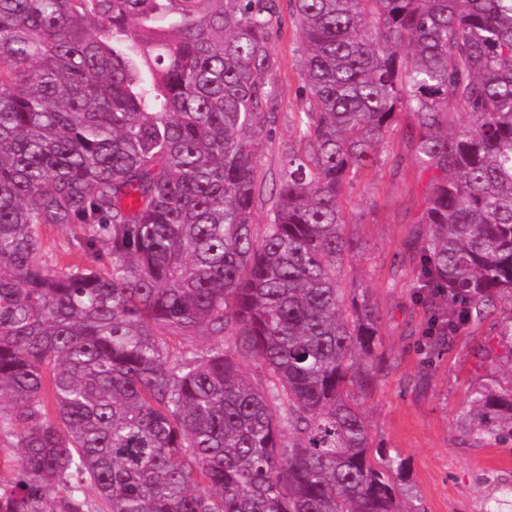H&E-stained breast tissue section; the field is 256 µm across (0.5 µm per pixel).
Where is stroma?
Segmentation results:
<instances>
[{
  "instance_id": "35a3bbf8",
  "label": "stroma",
  "mask_w": 512,
  "mask_h": 512,
  "mask_svg": "<svg viewBox=\"0 0 512 512\" xmlns=\"http://www.w3.org/2000/svg\"><path fill=\"white\" fill-rule=\"evenodd\" d=\"M279 118L264 141L259 172L277 182L296 138L301 110L302 40L291 19L271 44ZM407 119L387 136L381 164L355 180L346 194V231L360 242L344 270L353 287L369 296L381 319L379 353L386 369L374 390L359 400L374 444L404 461L413 504L422 512H512V439L493 445L467 430L471 394L489 374L512 381V364L493 334L491 321L459 333L443 351L426 349L429 316L411 301L415 282L404 244L419 226L429 177L414 165Z\"/></svg>"
}]
</instances>
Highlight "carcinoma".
Masks as SVG:
<instances>
[{"label": "carcinoma", "instance_id": "obj_1", "mask_svg": "<svg viewBox=\"0 0 512 512\" xmlns=\"http://www.w3.org/2000/svg\"><path fill=\"white\" fill-rule=\"evenodd\" d=\"M289 6L305 107L259 226L279 0H0V512H422L347 392L383 361L345 193L410 117L427 347L502 304L512 344V0ZM472 410L512 434V384ZM82 233L79 226H45L41 230L43 240L42 259L49 265L57 268H63L80 260L77 256L66 252V242L72 236Z\"/></svg>", "mask_w": 512, "mask_h": 512}]
</instances>
